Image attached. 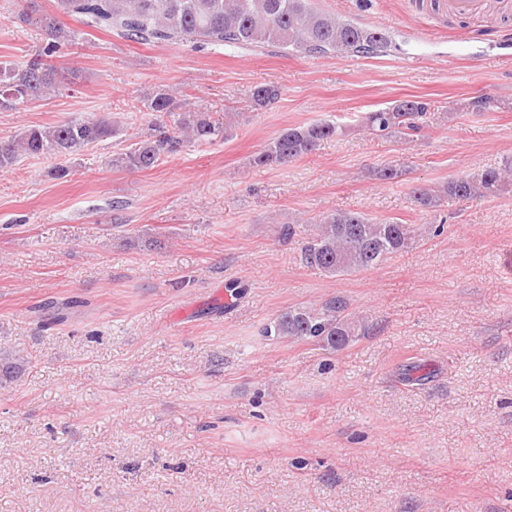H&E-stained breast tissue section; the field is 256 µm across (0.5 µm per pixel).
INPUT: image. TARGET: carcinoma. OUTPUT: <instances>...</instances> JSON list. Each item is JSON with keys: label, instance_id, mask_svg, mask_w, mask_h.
Instances as JSON below:
<instances>
[{"label": "carcinoma", "instance_id": "carcinoma-1", "mask_svg": "<svg viewBox=\"0 0 512 512\" xmlns=\"http://www.w3.org/2000/svg\"><path fill=\"white\" fill-rule=\"evenodd\" d=\"M52 14L33 17L24 9L17 15L23 24H38L47 42L37 58L18 66L0 62V111L42 101L59 93L64 76L48 58L78 35L66 29L63 19L87 27L110 30L138 43L189 42L196 46L256 47L276 45L308 56L371 55L387 47L377 27L359 25L335 14L318 11L310 0H54ZM280 88L273 84L250 91V107L259 110L274 104ZM146 111L178 114L174 127L149 125L148 132L131 148L112 159L117 167L146 170L188 145H202L229 136L231 123L188 108L184 100L166 90L147 99ZM429 103L403 99L363 118L365 128L378 136H418L425 124ZM121 132L107 115L72 119L53 126H32L0 139V171L11 168L26 155H73ZM343 133L327 122L291 127L266 142L253 158L257 166H281L313 152L322 141ZM512 193V166L485 168L437 189L416 188L414 202L428 212H438L448 199L468 200ZM284 237L302 236L301 258L332 276L368 271L404 252L418 241L422 228L376 220L362 212L334 210L307 224H290ZM349 302L336 296L321 305L288 309L267 325L263 333L279 339L309 341L324 349L340 350L365 335L368 326L347 313Z\"/></svg>", "mask_w": 512, "mask_h": 512}]
</instances>
